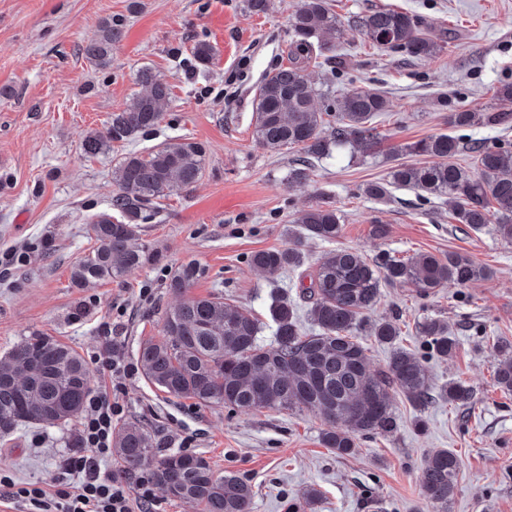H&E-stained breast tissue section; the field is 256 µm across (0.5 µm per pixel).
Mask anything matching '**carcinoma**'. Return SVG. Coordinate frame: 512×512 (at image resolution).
Segmentation results:
<instances>
[{
    "instance_id": "carcinoma-1",
    "label": "carcinoma",
    "mask_w": 512,
    "mask_h": 512,
    "mask_svg": "<svg viewBox=\"0 0 512 512\" xmlns=\"http://www.w3.org/2000/svg\"><path fill=\"white\" fill-rule=\"evenodd\" d=\"M355 24L372 43L410 58L432 57L442 49L422 33L420 22L408 12L374 9L356 17ZM291 27L289 64L264 77L253 112L260 144L273 150L298 146L305 152L301 164L289 173L291 180L301 181L307 177L310 160L329 155L334 146L369 151L377 139L371 121L387 110L389 101L369 87L334 99L331 112L317 110L305 64L315 54L333 51V41L342 37L344 29L329 0H299ZM122 29L119 19L102 20L80 51L95 66L109 67L112 43ZM139 82L143 92L112 113L103 131L82 141L85 155H97L113 142L132 141L156 129L171 101L170 86L149 69L140 72ZM511 123V112L448 115V125L457 129ZM460 149V138L449 133L408 144L406 152L436 162L398 164L389 183H370L364 192L383 199L391 183L412 188L425 199L443 197L456 223L474 231L492 224L501 240L512 243V143L473 145L475 170L452 161ZM205 161L203 146L187 139L167 143L146 156L133 152L123 157L115 171L117 189L111 200L117 216L102 212L87 225L96 247L73 264L72 287L119 281L130 270L156 262L158 252L139 242L141 225L152 218L159 198L197 183ZM294 223L302 225L305 237L319 241H333L342 230L336 210L320 205L302 212ZM300 256L298 247L288 246L258 251L249 263L258 273L271 275L295 265ZM202 274L194 262L171 272L166 288L183 300L165 311L164 338L148 340L140 348L147 379L172 397L202 405L307 411L326 425L322 445L340 456L356 448L359 436L396 430L389 390L398 389L420 409L434 401L422 358L395 346L399 328L394 320L382 319L370 326V335L392 346L387 371H371L363 346L355 340L364 312L378 301L380 281L409 283L419 295L428 296L449 282L464 285L492 276L488 268L460 252L420 253L408 259L384 256L371 262L356 251L338 250L323 259L302 289L311 299L308 317L317 332L303 331L295 305L278 299L271 308L275 341L265 348L257 343L258 325L246 309L221 297L186 296ZM420 333L431 356L446 358L456 349L444 320H426ZM496 351V385L512 392V341L499 342ZM91 385V371L74 349L49 336L30 334L0 358V436L11 435L22 423L51 425L78 418ZM440 396L465 407L471 404L472 390L461 381H450L440 389ZM115 450L124 472L151 469L160 487H176L178 500L197 504L203 512H251L254 493L247 480L234 473L216 474L201 456L160 453L152 435L138 425L118 431ZM458 469L456 454L447 448L427 458L422 490L436 512H448Z\"/></svg>"
}]
</instances>
